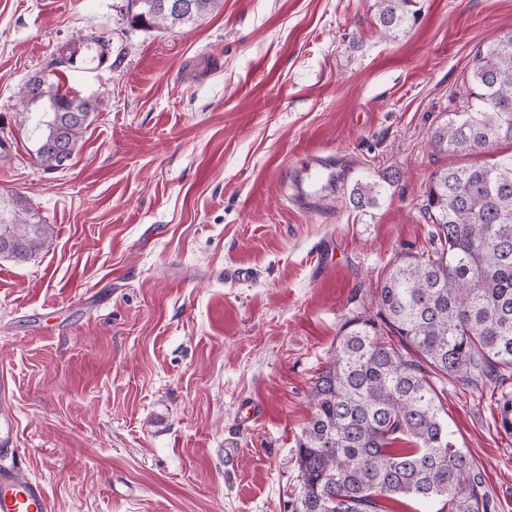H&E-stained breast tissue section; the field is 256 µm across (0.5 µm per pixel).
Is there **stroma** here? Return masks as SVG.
I'll use <instances>...</instances> for the list:
<instances>
[{"mask_svg": "<svg viewBox=\"0 0 512 512\" xmlns=\"http://www.w3.org/2000/svg\"><path fill=\"white\" fill-rule=\"evenodd\" d=\"M376 0H223L163 32L127 0H0V195L51 224L31 260L0 259V374L17 445L55 512H290L308 390L386 268L427 244L421 207L479 46L512 0H418L382 37ZM106 36L103 63L87 46ZM98 110L68 167L33 163L17 91L65 50ZM341 179L294 201L312 153ZM377 184L358 208L354 189ZM444 417L491 512H512L499 385L442 381ZM262 408L241 425L245 404Z\"/></svg>", "mask_w": 512, "mask_h": 512, "instance_id": "obj_1", "label": "stroma"}]
</instances>
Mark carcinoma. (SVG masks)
Instances as JSON below:
<instances>
[{
    "mask_svg": "<svg viewBox=\"0 0 512 512\" xmlns=\"http://www.w3.org/2000/svg\"><path fill=\"white\" fill-rule=\"evenodd\" d=\"M128 0L131 25L169 30L198 20L222 0ZM416 0H376L380 33L394 37L416 19ZM62 53L45 75L20 87L21 104H42L33 123L35 161L65 166L97 103L62 83L74 68ZM441 152L484 150L512 140V35L478 49L459 107L429 133ZM428 246L390 263L373 316L341 327L336 347L308 393L311 418L299 440L301 482L292 512H385L383 498L443 499L448 512H488L483 475L448 428L435 378L465 384L512 369V156L436 172L424 193ZM51 225L21 196H0V258L23 262L48 247ZM512 434V396L497 406Z\"/></svg>",
    "mask_w": 512,
    "mask_h": 512,
    "instance_id": "cac0c4a2",
    "label": "carcinoma"
}]
</instances>
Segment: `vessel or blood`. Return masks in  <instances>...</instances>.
Masks as SVG:
<instances>
[{
    "instance_id": "1",
    "label": "vessel or blood",
    "mask_w": 512,
    "mask_h": 512,
    "mask_svg": "<svg viewBox=\"0 0 512 512\" xmlns=\"http://www.w3.org/2000/svg\"><path fill=\"white\" fill-rule=\"evenodd\" d=\"M301 193L305 200H316L322 187L333 174L330 166L308 162ZM9 393L6 378H0V455L11 457L8 465H0V512H53L52 502L42 482L30 478L15 444V419L7 405Z\"/></svg>"
}]
</instances>
